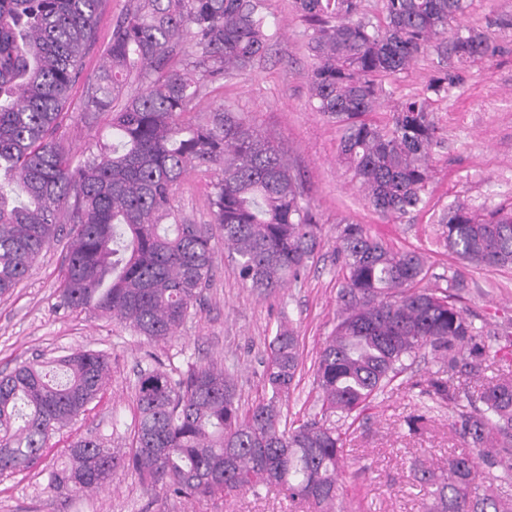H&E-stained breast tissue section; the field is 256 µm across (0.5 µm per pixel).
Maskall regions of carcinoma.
Segmentation results:
<instances>
[{"label": "carcinoma", "instance_id": "1", "mask_svg": "<svg viewBox=\"0 0 512 512\" xmlns=\"http://www.w3.org/2000/svg\"><path fill=\"white\" fill-rule=\"evenodd\" d=\"M102 2L0 0V296L63 239L58 306L165 340L210 286L215 239L242 283L270 295L302 276L321 228L272 133L224 104L207 119L182 120L208 86L232 80L269 51L275 33L265 0H130L113 24L104 64L89 77L84 57ZM470 5L382 0L383 21L375 23L362 0H294L312 27L310 105L339 124L340 162L382 216H406L425 204L439 144L431 105L448 93L450 77L439 67L423 94L381 118L383 80L430 50L442 61L492 55L484 35L454 28ZM183 41L186 58L176 62L173 50ZM135 70L145 88L130 95ZM82 79L91 89L86 113L109 117L112 142L76 164L57 132ZM216 167L212 223L162 225L176 217L175 188L187 170L206 175ZM438 223L463 263L512 266V207L477 213L453 201ZM337 252L341 306L314 378L323 413L348 420L426 349L444 373L480 375L489 345L455 304L459 280L448 279L445 289L423 285L421 254L394 251L360 224L344 225ZM269 347L265 397L245 413L223 368L184 372L153 359L135 385L125 458L101 440L80 438L68 460L49 470L48 488L97 491L121 464L146 487L176 498L276 488L316 512H335L341 429L316 420L285 424L282 396L295 385L300 355L282 325ZM109 376V357L83 349L0 373V474L40 459L52 434L101 398ZM424 393L440 407L454 406L453 427L473 449L453 454L445 467L419 470L429 512H512V373L483 386L476 404H461L439 375Z\"/></svg>", "mask_w": 512, "mask_h": 512}]
</instances>
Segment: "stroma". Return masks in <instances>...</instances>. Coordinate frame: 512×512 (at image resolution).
I'll use <instances>...</instances> for the list:
<instances>
[{"instance_id": "obj_1", "label": "stroma", "mask_w": 512, "mask_h": 512, "mask_svg": "<svg viewBox=\"0 0 512 512\" xmlns=\"http://www.w3.org/2000/svg\"><path fill=\"white\" fill-rule=\"evenodd\" d=\"M265 7L278 32L268 54L232 81L209 86L189 118L206 117L224 103L275 134L322 227L313 260L300 279L266 298L243 285L223 247H216L214 286L205 293L203 306L175 336L155 343L118 323L59 308L64 253L56 242L45 248L28 277L0 297V371L35 358L49 361L77 349H92L108 354L111 379L101 399L52 435L46 456L28 469L0 475V512H291L287 498L274 490L257 496L234 492L176 499L146 489L137 476L120 468L110 486L76 496L49 490L46 473L81 437L103 438L119 456L128 452L136 414L135 383L154 356L183 369L217 362L235 376L241 404L250 407L263 395L269 344L283 319L294 329L302 361L301 380L284 398L283 411L297 425L321 419L314 364L336 326L341 278L336 240L348 223L363 225L393 249L423 254L430 265V288L447 287L448 276H458L462 287L457 305L482 327L492 346L484 377L512 369V344L504 339L505 332H512V267L465 265L444 247L437 222L442 209L458 198L478 209L512 205V0H473L460 20V28L483 31L495 53L471 62L449 58L454 81L433 104L441 144L433 150L425 206L403 218L373 211L337 160L336 122L310 108L311 28L296 13L293 0H266ZM437 62L430 51L408 71L386 78L383 112L422 93ZM86 99V83L77 84L59 129L64 147L77 159L98 139L112 136L106 117L85 119ZM210 191L209 178L189 172L175 189L179 215L195 224L210 223ZM438 369L430 351H423L354 424L345 426L338 512H426L428 495L415 479L416 464H444L465 446L452 426L451 408L431 407L415 387ZM412 414L427 417L414 432L406 423Z\"/></svg>"}]
</instances>
